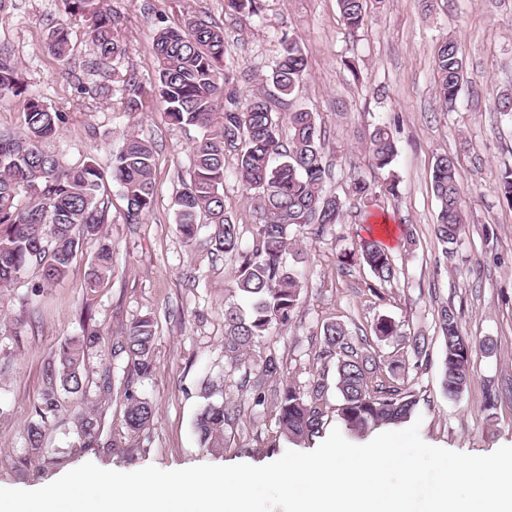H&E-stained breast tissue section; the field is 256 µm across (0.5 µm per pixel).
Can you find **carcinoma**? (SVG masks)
Masks as SVG:
<instances>
[{
	"label": "carcinoma",
	"mask_w": 512,
	"mask_h": 512,
	"mask_svg": "<svg viewBox=\"0 0 512 512\" xmlns=\"http://www.w3.org/2000/svg\"><path fill=\"white\" fill-rule=\"evenodd\" d=\"M67 12L81 21L94 47L87 67L101 77L82 94L109 99L113 62L126 54V43L106 0H64ZM346 27L365 26L367 0H338ZM224 9L235 14L256 15L260 0H224ZM282 52L269 75L246 101L227 87L224 74V31L201 16L191 15L179 29L158 26L153 40L157 62L156 85L150 98L140 87L124 82L121 104L126 112L151 107L149 99L164 106L168 123L198 132L192 147L189 182L176 198V224L183 239L196 240L200 225L212 228L210 244L217 252L234 258L237 289L248 301L245 311L236 303L224 305V357L232 363L243 360L261 339L288 328L304 288L297 266L288 263L297 238L323 236L341 223L344 204L324 190L326 164L322 131L314 112L306 107L283 114L271 108V100L295 94L308 75V61L299 43L288 34L280 38ZM46 46L60 61L69 60L68 28H50ZM436 94L448 112L455 107L467 84V67L458 40H444L434 55ZM24 96V125L17 133H0V293L13 287L29 269L40 279L35 291L64 279L85 240L99 243L89 267L85 290L92 295L112 275V245L103 227L112 223L111 202L101 194L105 176L119 187L125 220L140 224L154 202V154L151 145L134 134L126 136L114 154L109 171L91 158L78 165L61 163L42 144L56 136L66 113L50 107L22 82L21 68L11 52L0 47V96ZM288 140H283V128ZM376 168L385 170L397 155L390 126L373 127L365 141ZM238 156L237 175L258 215L252 243L243 245L241 227L224 209V167L227 153ZM432 189L439 203L435 235L448 256H453L465 226L456 164L449 155L437 157L432 166ZM349 193L362 205H374L377 192L362 178L354 180ZM354 255L367 267L374 284L395 279L392 256L372 238L362 239ZM439 337L448 346L442 388L450 397L460 395L470 377L473 343L460 327L455 309L444 307L438 316ZM154 322L141 317L118 339L113 352L126 355L133 374L141 378L152 372ZM103 335L90 334L69 341L57 354L41 403L35 409L39 420L30 423L24 435L28 457L60 467L64 457L42 454L50 417L64 408L61 394H79L88 387L85 362L89 352L102 346ZM323 344L318 358L336 359L337 412L346 427L356 433L383 425L408 421L417 400L407 390L377 378L375 355L355 343L344 324L323 326ZM262 378L276 382L271 395L255 385L251 407L272 403L276 437L293 444L310 443L326 424L323 407L325 385L318 379L302 389L283 377L280 358L271 352L261 364ZM96 394L106 404L115 394L124 403L120 430L113 433L110 449L125 452V440L153 425L155 408L139 396L126 380L115 391L112 370L95 384ZM242 405L224 399L205 403L194 422L200 445L211 450L227 447V431L240 419ZM76 442L69 452L90 448L99 436V422L90 413L75 416Z\"/></svg>",
	"instance_id": "obj_1"
}]
</instances>
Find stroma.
<instances>
[{"label":"stroma","instance_id":"stroma-1","mask_svg":"<svg viewBox=\"0 0 512 512\" xmlns=\"http://www.w3.org/2000/svg\"><path fill=\"white\" fill-rule=\"evenodd\" d=\"M108 4L127 44L116 73L146 89L155 79L152 38L158 23L179 28L197 14L221 27L225 73L243 99L274 67L281 35L295 37L307 56L308 76L293 101L274 102L273 109L284 113L302 105L315 112L329 166L325 190L343 201L344 222L322 237L302 238L305 288L291 324L265 337L245 363L231 365L224 358V305L241 300L236 264L212 250L210 226L189 244L175 220L176 196L190 177L194 131L169 124L161 105L128 112L116 96L103 105L90 98L71 110L78 86L96 81L83 67L92 55L84 27L68 20L64 0H12L0 11V45L20 62L27 88L67 113L45 150L66 165L90 157L104 164L126 134L138 135L154 150L155 202L143 223H126L119 188L104 182L101 191L112 202V222L104 227L112 244V276L93 295L84 288L97 248L91 240L58 284L33 293L38 276L32 270L0 295V364L7 368L0 375V488L35 490L86 462L115 470H178L279 459L288 445H271V409L248 412L221 452L201 448L194 429L205 403L204 380L221 384L225 400L250 403L253 389L241 381L257 374L271 351L282 357L285 375L297 386L324 381L327 426L343 428L336 414V362L318 357L322 328L330 322L344 323L353 337H370L380 368L404 364L397 381L418 401L413 416L426 443L472 455L512 446V207L500 193L501 175L512 168V114L494 106L496 94L512 88V0H435L430 8L424 0H379L367 25L354 32L346 28L337 0H261L262 11L254 16L226 13L224 0ZM59 23L68 26L72 47L65 63L46 49L49 29ZM449 36L465 49L469 83L454 111L445 112L435 96L433 52ZM382 121L398 145L392 173L400 194L379 195L376 206L366 208L349 197L348 187L358 176L377 187L385 182L388 173L373 166L363 143L367 130ZM445 153L458 157L466 215V232L451 258L434 233L438 203L431 186L434 160ZM224 208L241 224L244 241H251L256 220L232 157L226 161ZM408 229L415 239L411 247L404 241ZM368 236L383 241L397 267L396 278L376 294L368 289L372 276L366 267L336 263L337 253L354 250ZM444 306L459 312L463 331L475 341L471 378L454 399L441 386L445 350L435 320ZM143 316L155 322L154 368L135 390L155 406L153 426L131 440L130 451H110L124 411L116 400L101 418L97 445L72 454L65 468L21 466L24 429L36 418L45 374L60 346L94 330L110 345ZM381 316L398 326L386 341L371 337ZM418 335L429 342L422 359L408 346L409 337ZM109 345L91 352L90 379L107 368L118 380L127 373L126 357L113 356ZM94 406V390L68 397L45 437L46 453L67 450L73 413Z\"/></svg>","mask_w":512,"mask_h":512}]
</instances>
